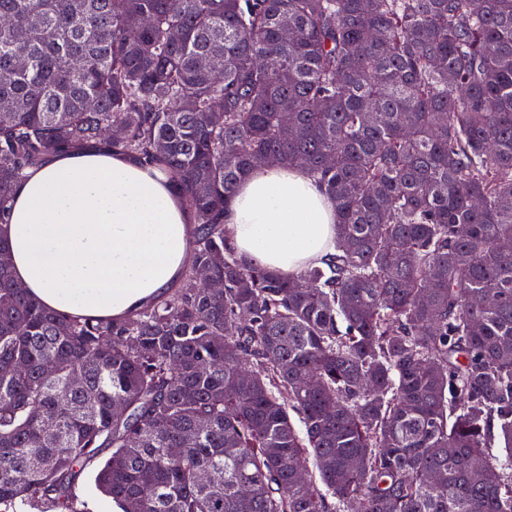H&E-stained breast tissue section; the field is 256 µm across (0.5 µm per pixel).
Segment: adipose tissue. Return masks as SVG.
Returning a JSON list of instances; mask_svg holds the SVG:
<instances>
[{
  "label": "adipose tissue",
  "mask_w": 512,
  "mask_h": 512,
  "mask_svg": "<svg viewBox=\"0 0 512 512\" xmlns=\"http://www.w3.org/2000/svg\"><path fill=\"white\" fill-rule=\"evenodd\" d=\"M194 215L162 166L99 152L57 154L14 189L5 224L13 272L65 316L123 318L170 288L190 259ZM235 250L295 274L335 250L336 210L300 168L255 169L224 209Z\"/></svg>",
  "instance_id": "ef3b65f1"
}]
</instances>
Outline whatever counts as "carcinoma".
I'll return each instance as SVG.
<instances>
[{"label": "carcinoma", "instance_id": "carcinoma-1", "mask_svg": "<svg viewBox=\"0 0 512 512\" xmlns=\"http://www.w3.org/2000/svg\"><path fill=\"white\" fill-rule=\"evenodd\" d=\"M2 102L0 222L94 151L163 166L194 227L174 288L97 321L0 232V512H92L96 461L115 512H512V0H0ZM273 164L336 206L291 276L224 231ZM96 464L86 468L76 487V496L79 502L86 501L96 510H101L102 505L107 503L98 493L95 486Z\"/></svg>", "mask_w": 512, "mask_h": 512}]
</instances>
